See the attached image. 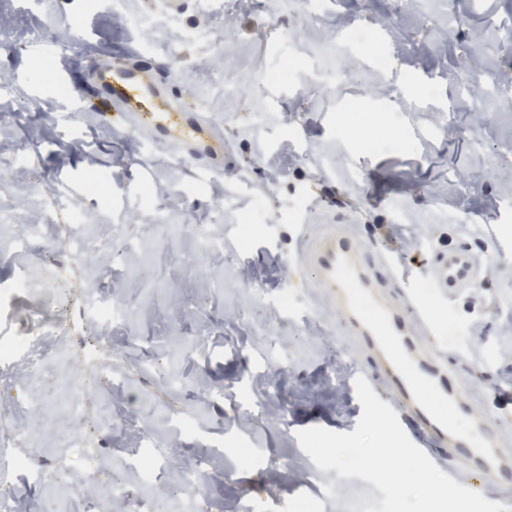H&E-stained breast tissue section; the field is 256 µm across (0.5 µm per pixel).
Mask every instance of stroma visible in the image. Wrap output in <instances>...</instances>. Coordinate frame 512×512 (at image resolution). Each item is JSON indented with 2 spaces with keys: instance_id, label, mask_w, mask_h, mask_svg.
<instances>
[{
  "instance_id": "obj_1",
  "label": "stroma",
  "mask_w": 512,
  "mask_h": 512,
  "mask_svg": "<svg viewBox=\"0 0 512 512\" xmlns=\"http://www.w3.org/2000/svg\"><path fill=\"white\" fill-rule=\"evenodd\" d=\"M321 22L276 0L270 23L251 0L202 8L183 0L167 13L158 0H0V95L15 121L0 125V164L12 173L0 188V340L30 334L50 310L46 295L17 289L64 257L66 211L86 215L97 239L129 235L126 260L101 267L99 288L123 303L108 345L116 361L93 395L92 419L112 422L102 445L104 471L129 499L181 497L173 469L137 483L131 465L146 452L184 448L211 472L203 512H291L312 500L319 512H357L379 505L370 482L319 469L296 433L310 427L353 432L362 406L350 385L351 340L336 312L291 266L297 227L353 221L364 241L403 256L420 304L450 346L453 383L473 405L494 404L496 388L512 391V50L492 20L512 23V0H329ZM290 29L289 43L278 33ZM220 37L202 55L192 33ZM343 33L349 45L337 67L285 84L256 85L255 74L287 51L320 58ZM384 44L388 65L369 52ZM147 48L141 65L171 80L189 106L224 124V166L151 142L146 129L112 117L86 81L113 48ZM68 70L58 98L35 77L41 47ZM501 77L491 111L456 101L454 79L473 62ZM107 197L86 190L88 175ZM168 198L142 206L144 184ZM62 186L59 209L49 192ZM264 209L247 247L238 245L239 216ZM50 213L55 249L32 257L11 246L16 224ZM224 240L205 251L196 226ZM466 239L486 266L470 298L443 302L428 286L430 251ZM293 304L281 308L282 293ZM97 339L75 324L69 354L53 377H25L12 398L51 394L40 417L21 416L28 447L54 461L69 434L67 374L83 365ZM178 372L183 383L161 384ZM197 419L195 431L179 427ZM256 463L235 456L239 441ZM14 487L27 512H93L94 505L59 484L18 473Z\"/></svg>"
}]
</instances>
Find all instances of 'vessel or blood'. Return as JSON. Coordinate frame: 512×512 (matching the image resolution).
<instances>
[{
  "mask_svg": "<svg viewBox=\"0 0 512 512\" xmlns=\"http://www.w3.org/2000/svg\"><path fill=\"white\" fill-rule=\"evenodd\" d=\"M96 90L117 115L138 119L153 136L206 168L221 167L224 139L197 109L186 106L169 85L138 63L114 57L94 66ZM294 264L319 288L340 315L348 336L365 352L369 383L383 381L411 441L425 453H447L471 471L473 490L512 473V455L501 449L498 427L485 409L470 405L448 382V364L438 350L437 330L415 298L403 263L364 243L346 224H322L300 233ZM480 261L465 243L437 250L430 264L433 290L454 299L468 297L480 278ZM386 268L399 293L385 288L378 273Z\"/></svg>",
  "mask_w": 512,
  "mask_h": 512,
  "instance_id": "vessel-or-blood-1",
  "label": "vessel or blood"
}]
</instances>
